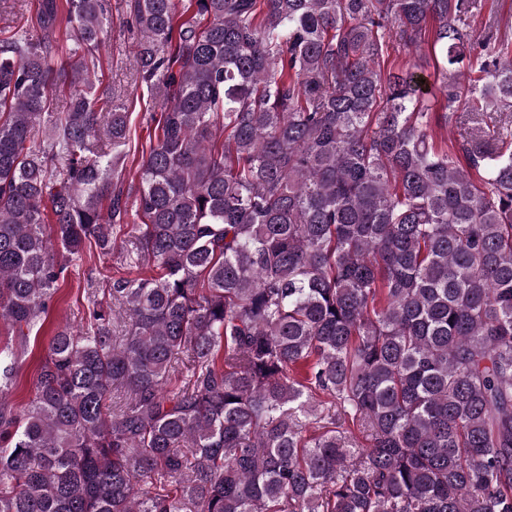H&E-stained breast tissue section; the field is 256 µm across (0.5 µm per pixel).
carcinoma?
Returning <instances> with one entry per match:
<instances>
[{
    "instance_id": "1",
    "label": "carcinoma",
    "mask_w": 512,
    "mask_h": 512,
    "mask_svg": "<svg viewBox=\"0 0 512 512\" xmlns=\"http://www.w3.org/2000/svg\"><path fill=\"white\" fill-rule=\"evenodd\" d=\"M124 5L168 102L133 194L128 112L89 79L105 0L0 28V512H512V35L486 0ZM424 44L440 114L387 67ZM129 225L148 273L90 293L8 406L59 280Z\"/></svg>"
}]
</instances>
